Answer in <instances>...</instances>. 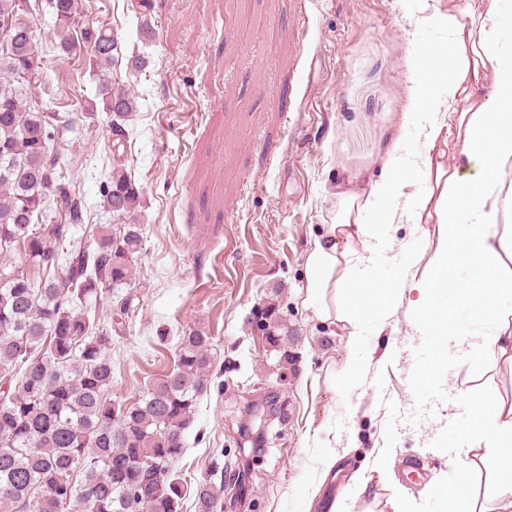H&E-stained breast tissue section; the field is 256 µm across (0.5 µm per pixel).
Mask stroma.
Segmentation results:
<instances>
[{
    "label": "stroma",
    "mask_w": 512,
    "mask_h": 512,
    "mask_svg": "<svg viewBox=\"0 0 512 512\" xmlns=\"http://www.w3.org/2000/svg\"><path fill=\"white\" fill-rule=\"evenodd\" d=\"M449 1L153 0L147 40L128 0H78L80 23L113 27L127 52L149 60L132 84L139 110L128 149L144 189L143 241L136 285L123 291L128 313L112 335L109 397L129 404L159 383L184 332L214 338L174 464L180 512H197L215 449L225 473L239 470L244 424L262 428L266 443L244 485L225 483L217 512H448L465 481L495 507L496 462L468 475L448 465L490 427L478 397L512 396V363L470 346L489 321L439 294L460 333L443 354L399 301L384 330L367 325L362 384L349 392L346 323L310 320L303 306L307 251L337 211V184L371 182L389 158L429 151L405 123L414 107L409 36L448 46L447 28L426 18ZM34 25L48 63L37 96L73 119L78 92H95L88 65L80 53L56 57L48 13ZM55 150L91 215L70 234L94 247L96 226L120 225L100 200L106 128L74 121ZM389 241L383 282L407 256L433 258L437 227L407 217ZM268 326L287 332V352L268 342ZM327 452L336 463L313 485ZM379 457L386 470L376 469Z\"/></svg>",
    "instance_id": "stroma-1"
}]
</instances>
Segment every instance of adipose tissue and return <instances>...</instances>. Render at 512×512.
<instances>
[{
    "instance_id": "adipose-tissue-1",
    "label": "adipose tissue",
    "mask_w": 512,
    "mask_h": 512,
    "mask_svg": "<svg viewBox=\"0 0 512 512\" xmlns=\"http://www.w3.org/2000/svg\"><path fill=\"white\" fill-rule=\"evenodd\" d=\"M431 21L446 26L451 49L413 43L415 110L410 122L436 152L410 164L388 161L386 173L367 187L339 191V210L316 236L306 256L307 298L311 319L330 321L335 306L347 313V387L358 383L365 359L359 345L367 324L384 327L394 300L416 292L411 302L419 331L453 340V318L430 299L441 288L473 297L475 311L493 319L490 331L477 333L473 349L512 362V14L501 0H482V11L461 20L455 8L435 10ZM461 146L459 163L445 164L449 140ZM425 176L427 192L413 196L408 187ZM412 213L415 223L438 227L439 247L431 268L418 280L398 276L371 296L375 256L361 257L357 276L337 277L354 244H367L391 224ZM456 265L468 266L469 280H457ZM492 420V455L501 471L512 474V401L483 404Z\"/></svg>"
}]
</instances>
